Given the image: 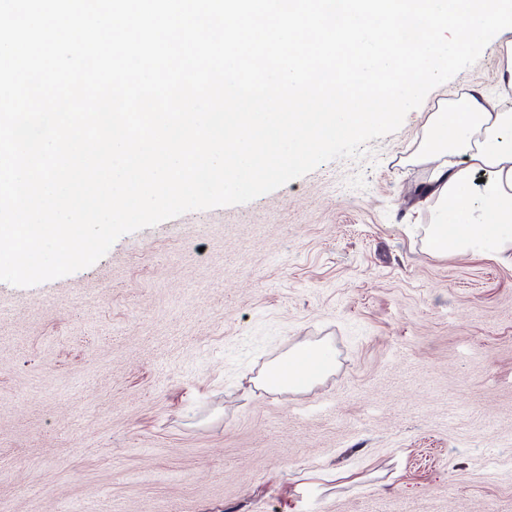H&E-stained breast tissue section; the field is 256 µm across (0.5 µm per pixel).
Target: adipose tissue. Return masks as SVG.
Masks as SVG:
<instances>
[{
	"label": "adipose tissue",
	"instance_id": "ef3b65f1",
	"mask_svg": "<svg viewBox=\"0 0 512 512\" xmlns=\"http://www.w3.org/2000/svg\"><path fill=\"white\" fill-rule=\"evenodd\" d=\"M506 93L491 97L472 88L430 113L413 155L432 171L417 192L428 206L425 242L433 255H487L512 264V39L499 43ZM300 349L275 362L265 384L311 388L318 375L297 370Z\"/></svg>",
	"mask_w": 512,
	"mask_h": 512
}]
</instances>
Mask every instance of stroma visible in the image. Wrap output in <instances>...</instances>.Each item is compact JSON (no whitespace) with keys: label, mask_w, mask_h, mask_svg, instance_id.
<instances>
[{"label":"stroma","mask_w":512,"mask_h":512,"mask_svg":"<svg viewBox=\"0 0 512 512\" xmlns=\"http://www.w3.org/2000/svg\"><path fill=\"white\" fill-rule=\"evenodd\" d=\"M497 42L360 158L0 282V499L119 512H512V267L418 225L428 113L500 92ZM325 344L305 392L260 378Z\"/></svg>","instance_id":"obj_1"}]
</instances>
